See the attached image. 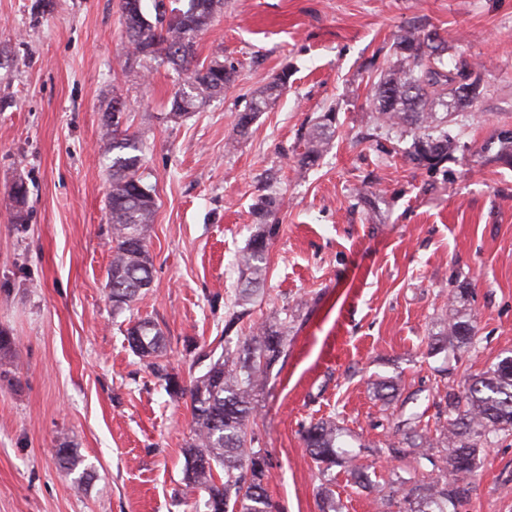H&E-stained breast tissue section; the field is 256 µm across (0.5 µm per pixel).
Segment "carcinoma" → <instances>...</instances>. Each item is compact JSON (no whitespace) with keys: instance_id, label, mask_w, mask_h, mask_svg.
<instances>
[{"instance_id":"cac0c4a2","label":"carcinoma","mask_w":512,"mask_h":512,"mask_svg":"<svg viewBox=\"0 0 512 512\" xmlns=\"http://www.w3.org/2000/svg\"><path fill=\"white\" fill-rule=\"evenodd\" d=\"M174 3L176 6L167 9L163 0H156L152 17L144 0H125L120 12L131 55H162L173 65L194 66L187 86L177 90L171 100L169 115L179 118L229 89L235 72L218 61L206 66L194 63L195 38L224 8V0H187L184 8L178 6L180 0ZM447 51L448 45L437 36L418 28L405 30L393 44L391 60L380 71L370 98L378 121L410 134L413 142L408 158L427 169L440 167L452 158L457 144L448 135V123L469 111L483 92L474 66L462 60L448 68ZM440 105L448 108L442 117L432 111ZM333 123L331 112L316 117L298 158L300 167L320 159ZM121 125L122 113L105 114L102 137L112 153L108 207L113 246L107 288L112 311L117 314L130 309L152 283L154 264L146 232L156 213L155 189L140 172L141 148L133 137L122 133ZM497 144L496 158L512 162V132L497 138ZM26 200L27 188L20 179L8 196L9 209L19 224L26 221ZM269 237L266 231L259 232L237 258L239 279L246 288L238 299L242 310L230 313L225 320L226 332L237 324L253 295L264 289ZM294 318L293 314L279 318L258 328L239 349L224 350L203 374L192 378L187 388L160 363L166 339L151 319H140L127 329L129 349L147 361L168 392L189 395L194 434L184 448L183 484L190 494L207 495L208 512H272L265 489L269 461L262 449L255 447L250 427L252 400L257 389L269 384L274 367L287 355ZM475 336L474 316L458 310L432 337L430 351L450 348L468 353L475 348ZM439 414L446 420L433 428L404 423L403 439L386 446L393 457L408 454L418 467L427 461L433 469L421 472L414 481L390 486L379 496L382 508L387 510L396 503L398 512H457V503L472 483L482 451L501 435L512 433V356L472 375L462 389H448ZM302 438L321 477V512H340L333 490L335 468L361 487L370 485L367 473L357 463V455L348 450L344 431L336 422H311L303 426ZM438 448L441 455L436 461Z\"/></svg>"}]
</instances>
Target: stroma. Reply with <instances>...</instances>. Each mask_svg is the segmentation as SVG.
<instances>
[{
  "label": "stroma",
  "mask_w": 512,
  "mask_h": 512,
  "mask_svg": "<svg viewBox=\"0 0 512 512\" xmlns=\"http://www.w3.org/2000/svg\"><path fill=\"white\" fill-rule=\"evenodd\" d=\"M475 65L486 91L460 117L454 160L435 170L379 126L377 70L408 27ZM196 61L235 69L224 95L171 118L187 74L127 60L119 0H0V512H207L183 494L189 397L171 398L125 340L140 318L161 328L182 384L210 353L295 311L288 353L254 397L251 426L270 463L277 512H320L301 425L333 419L373 486L337 474L343 512H379L378 491L413 475L383 442L409 414L436 419L449 386L512 350V167L485 145L512 131V0H224ZM288 87L247 128L238 117L281 74ZM120 100L142 148L157 211L146 233L153 282L116 315L110 182L102 116ZM336 133L319 161L297 158L315 117ZM28 187L25 223L6 205ZM283 198L265 294L232 330L234 268L263 224L259 198ZM476 319L474 351L431 354L456 289ZM398 384L391 402L373 384ZM69 438L76 465L56 451ZM457 512H512V436L484 449Z\"/></svg>",
  "instance_id": "35a3bbf8"
}]
</instances>
